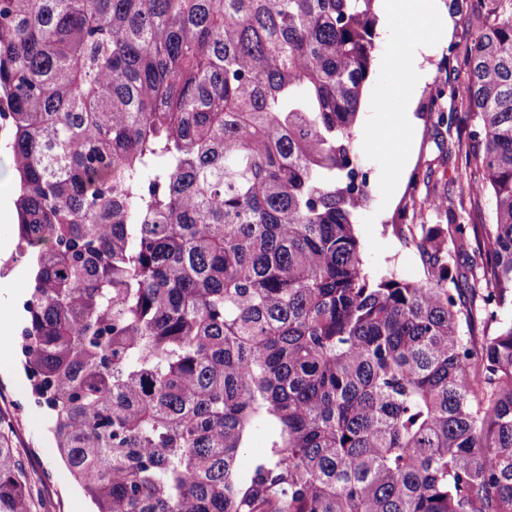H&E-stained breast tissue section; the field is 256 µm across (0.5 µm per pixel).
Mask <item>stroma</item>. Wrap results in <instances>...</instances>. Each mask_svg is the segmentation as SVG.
Here are the masks:
<instances>
[{
	"mask_svg": "<svg viewBox=\"0 0 512 512\" xmlns=\"http://www.w3.org/2000/svg\"><path fill=\"white\" fill-rule=\"evenodd\" d=\"M440 15L426 25L435 33V49L426 57L429 77L414 99H407L403 80L390 66L401 48L404 12L375 6L374 51L363 88L356 143L362 169L368 170V197L356 234L370 274L393 272L421 280L427 265L419 243L423 225L468 218L466 173L457 141L466 134L460 105L451 95L466 75L465 59L473 39L468 22L474 0H441ZM409 113L396 150L373 144L371 137ZM440 197L445 208L432 207ZM31 283L27 261L0 256V336L18 335L26 317ZM0 419L12 428V443L31 480L35 512H91L89 497L60 461L48 430L45 411L31 392L20 350L0 357Z\"/></svg>",
	"mask_w": 512,
	"mask_h": 512,
	"instance_id": "35a3bbf8",
	"label": "stroma"
}]
</instances>
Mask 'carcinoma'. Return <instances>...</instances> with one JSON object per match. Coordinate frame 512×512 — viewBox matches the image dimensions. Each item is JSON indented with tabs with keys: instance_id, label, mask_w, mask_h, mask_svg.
I'll list each match as a JSON object with an SVG mask.
<instances>
[{
	"instance_id": "cac0c4a2",
	"label": "carcinoma",
	"mask_w": 512,
	"mask_h": 512,
	"mask_svg": "<svg viewBox=\"0 0 512 512\" xmlns=\"http://www.w3.org/2000/svg\"><path fill=\"white\" fill-rule=\"evenodd\" d=\"M375 2L0 0L17 344L95 512H512V0H477L472 217L421 281L355 231ZM0 512H33L2 422Z\"/></svg>"
}]
</instances>
